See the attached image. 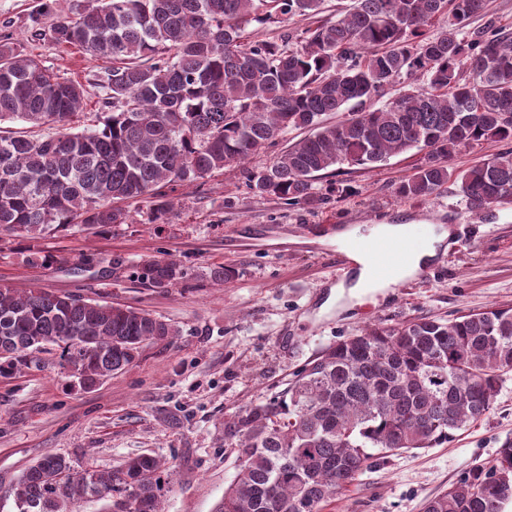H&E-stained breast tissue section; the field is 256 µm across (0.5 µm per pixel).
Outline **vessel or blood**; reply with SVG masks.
Returning a JSON list of instances; mask_svg holds the SVG:
<instances>
[{
  "instance_id": "b4317fda",
  "label": "vessel or blood",
  "mask_w": 512,
  "mask_h": 512,
  "mask_svg": "<svg viewBox=\"0 0 512 512\" xmlns=\"http://www.w3.org/2000/svg\"><path fill=\"white\" fill-rule=\"evenodd\" d=\"M429 237V228L425 225H413L410 232L400 239H382L366 233H357L347 237L343 249L336 252V265L347 269L353 256H361L368 277L375 280L395 279L411 262L415 254L422 251Z\"/></svg>"
}]
</instances>
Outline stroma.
Listing matches in <instances>:
<instances>
[{"label": "stroma", "mask_w": 512, "mask_h": 512, "mask_svg": "<svg viewBox=\"0 0 512 512\" xmlns=\"http://www.w3.org/2000/svg\"><path fill=\"white\" fill-rule=\"evenodd\" d=\"M40 0H0V39L54 67L86 89L83 109H103L102 65L47 35L52 15L32 29ZM423 157L410 150L379 167L347 163L317 187L322 203L289 206L257 197L241 169L177 188L176 215L151 224L143 207L129 224L74 228L29 239L0 235V282L36 286L86 300L144 309L176 326L174 339L145 346L136 364L91 390L71 384L51 360L0 376V512H14L12 489L44 455L116 470L149 454L172 467L163 512H215L237 469L224 446V420L276 395L307 362L372 324L396 326L420 316L448 320L512 308V203L467 213L454 190L425 201L393 190ZM448 224L438 269L402 280L384 295L336 292L329 255L336 227L366 232L376 224ZM144 256L179 262L185 283L161 290L129 275ZM236 278L217 284L211 269ZM512 446V370L501 376L493 408L432 448L388 456L364 470L322 512H422L474 466L494 464Z\"/></svg>", "instance_id": "1"}]
</instances>
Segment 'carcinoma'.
Returning <instances> with one entry per match:
<instances>
[{"instance_id": "carcinoma-1", "label": "carcinoma", "mask_w": 512, "mask_h": 512, "mask_svg": "<svg viewBox=\"0 0 512 512\" xmlns=\"http://www.w3.org/2000/svg\"><path fill=\"white\" fill-rule=\"evenodd\" d=\"M485 0H355L300 45L250 40L252 22L317 15L322 0H86L50 25L57 45L111 63L101 77L105 111H80L83 87L0 40V123L56 126L53 136L0 134V235L41 238L73 227L127 224L125 203L147 204L168 224L166 189L246 163L288 131L302 139L258 171L259 197L291 206L321 201L317 180L345 162L373 168L425 151L395 195L422 201L456 185L481 215L512 201V150L457 170L451 159L484 141L512 142V33L468 30ZM415 84L391 99L387 87ZM343 112L327 124L324 117ZM131 276L152 288L186 277L172 259L147 258ZM179 335L138 308L37 287L0 284V375L29 369L32 351L59 352L84 390L124 371L142 349ZM512 370V308L376 324L327 347L280 395L224 421L239 461L216 512H320L378 460L432 448L487 415L500 376ZM166 462L140 455L117 471L76 468L61 455L22 474L25 512H77L108 491L105 512H162ZM512 498V446L426 500L422 512H501Z\"/></svg>"}]
</instances>
